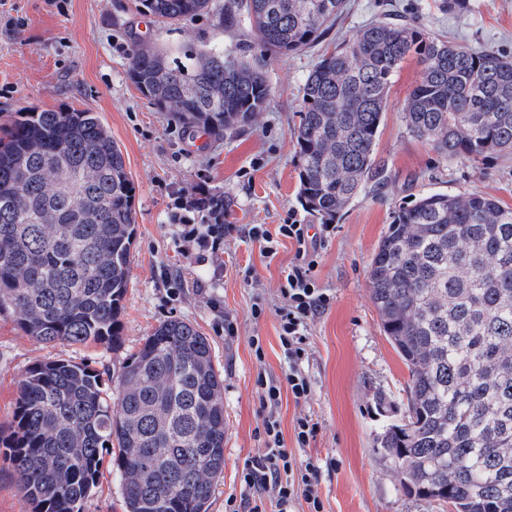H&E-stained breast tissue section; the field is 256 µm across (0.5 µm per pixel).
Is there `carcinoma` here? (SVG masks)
I'll list each match as a JSON object with an SVG mask.
<instances>
[{"mask_svg": "<svg viewBox=\"0 0 512 512\" xmlns=\"http://www.w3.org/2000/svg\"><path fill=\"white\" fill-rule=\"evenodd\" d=\"M345 0H137L173 25L247 20L250 58L206 46L184 60L132 41L130 77L160 111L215 138L270 107L267 59L308 48ZM414 59L408 131L444 158L512 152V58L376 20L323 54L302 88L297 199L332 224L384 165L376 144L393 76ZM135 187L99 116L28 109L0 130V316L46 344L121 335ZM224 223V194L195 202ZM371 299L409 371L404 417L377 435L410 493L455 512H512V207L478 193L404 202L369 265ZM0 447L32 512H80L106 455L124 512H207L224 471V378L208 337L162 322L123 367L116 395L85 363L49 360L18 385Z\"/></svg>", "mask_w": 512, "mask_h": 512, "instance_id": "carcinoma-1", "label": "carcinoma"}]
</instances>
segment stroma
<instances>
[{
  "instance_id": "obj_1",
  "label": "stroma",
  "mask_w": 512,
  "mask_h": 512,
  "mask_svg": "<svg viewBox=\"0 0 512 512\" xmlns=\"http://www.w3.org/2000/svg\"><path fill=\"white\" fill-rule=\"evenodd\" d=\"M470 3L459 14L443 8L442 0H348L344 15L316 46L269 61L274 99L267 112L216 139L171 121L141 94L128 75L129 47L136 37L163 49L191 40L245 55L251 43L245 22L225 26L204 13L169 26L140 15L134 0H8L13 22L0 21V126L25 107L97 113L121 148L135 186L136 224L116 344H46L0 317V422L11 420L18 382L32 365L57 358L88 363L113 387L144 338L177 317L209 338L224 375V473L209 512H230L229 499L244 493L246 460L265 446L262 379L283 387L276 417L286 448L296 460L312 459L322 468L324 512H451L405 491L376 448L387 419L375 397L386 395L395 413H403L409 373L381 329L367 270L393 210L404 201L426 193L478 192L512 207V154L449 160L414 138L404 108L420 68L412 60L403 64L376 145L384 180L367 185L318 250L316 284L330 304L307 325L298 362L311 385L304 400L284 388L291 362L279 317L280 287L296 262V245L276 235L268 247L247 232L255 224L275 232L292 214L313 231L321 229L297 201L293 140L301 88L319 56L378 19L416 20L449 40L512 56V0ZM203 190L230 199L224 221L240 232L198 264L177 252L178 227L171 217H193L191 202ZM257 302L263 311L256 317ZM228 321L235 328L231 336L224 332ZM255 336L261 341L257 349L250 343ZM305 416L317 432L301 448L294 427ZM81 512H123L122 484L112 464H104Z\"/></svg>"
}]
</instances>
